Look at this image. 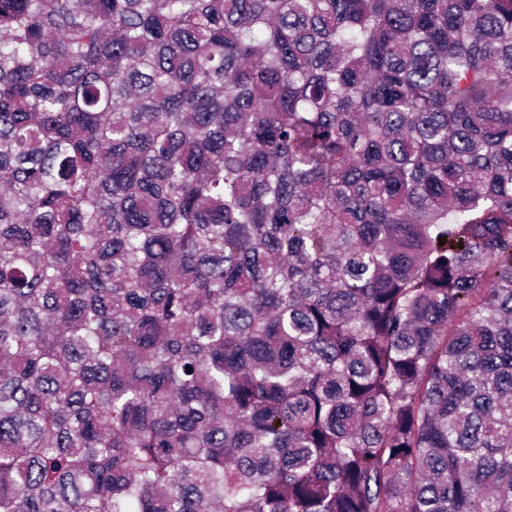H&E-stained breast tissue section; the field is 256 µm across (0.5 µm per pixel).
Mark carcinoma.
I'll return each instance as SVG.
<instances>
[{
	"instance_id": "1",
	"label": "carcinoma",
	"mask_w": 512,
	"mask_h": 512,
	"mask_svg": "<svg viewBox=\"0 0 512 512\" xmlns=\"http://www.w3.org/2000/svg\"><path fill=\"white\" fill-rule=\"evenodd\" d=\"M0 512H512V0H0Z\"/></svg>"
}]
</instances>
